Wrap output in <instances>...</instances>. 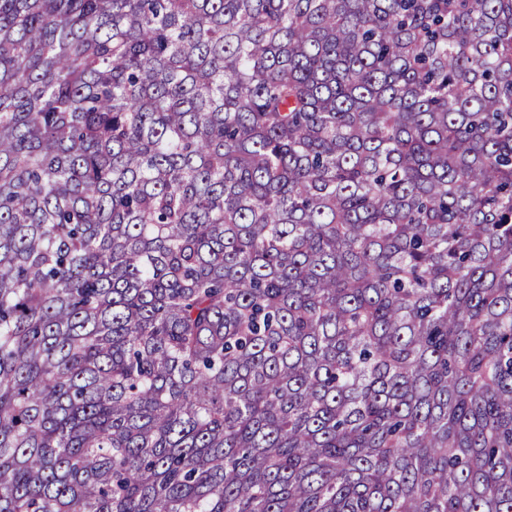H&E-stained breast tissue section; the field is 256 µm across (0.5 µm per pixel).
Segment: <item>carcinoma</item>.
Returning <instances> with one entry per match:
<instances>
[{"label": "carcinoma", "mask_w": 512, "mask_h": 512, "mask_svg": "<svg viewBox=\"0 0 512 512\" xmlns=\"http://www.w3.org/2000/svg\"><path fill=\"white\" fill-rule=\"evenodd\" d=\"M0 512H512V0H0Z\"/></svg>", "instance_id": "obj_1"}]
</instances>
